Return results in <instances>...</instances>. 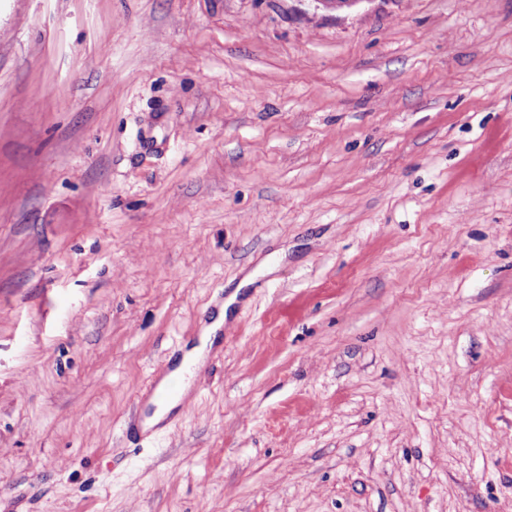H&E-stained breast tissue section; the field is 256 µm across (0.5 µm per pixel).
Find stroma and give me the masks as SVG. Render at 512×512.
I'll return each mask as SVG.
<instances>
[{
	"mask_svg": "<svg viewBox=\"0 0 512 512\" xmlns=\"http://www.w3.org/2000/svg\"><path fill=\"white\" fill-rule=\"evenodd\" d=\"M0 512H512V0H0ZM225 315L226 307H220L216 317L205 328V335L201 336L200 345L194 346L186 351L176 369L161 381L160 389H164L173 382L178 383L179 394L168 400L157 398L152 400L156 408L152 415L145 419L143 423L145 429L151 428L165 420L170 412L178 406L180 401L187 395L190 389V381L187 376H191V369L204 360L206 354L218 339L219 336H217V334L222 325H224Z\"/></svg>",
	"mask_w": 512,
	"mask_h": 512,
	"instance_id": "35a3bbf8",
	"label": "stroma"
}]
</instances>
